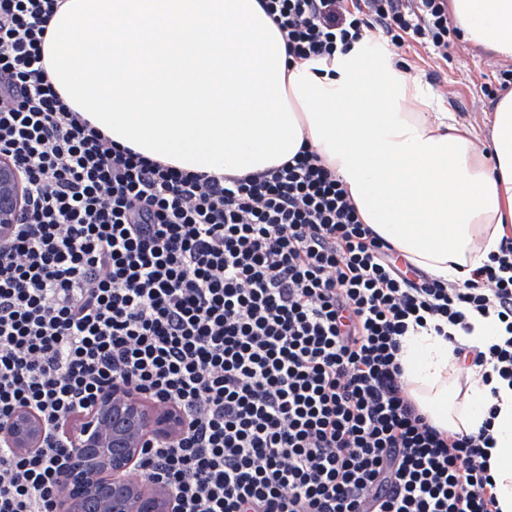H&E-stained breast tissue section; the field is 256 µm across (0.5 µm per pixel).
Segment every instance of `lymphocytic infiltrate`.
<instances>
[{"label": "lymphocytic infiltrate", "instance_id": "lymphocytic-infiltrate-1", "mask_svg": "<svg viewBox=\"0 0 512 512\" xmlns=\"http://www.w3.org/2000/svg\"><path fill=\"white\" fill-rule=\"evenodd\" d=\"M60 0H0V155L29 192L0 240V424L21 407L42 447L0 440V512H55L66 424L125 385L185 429L149 440L134 480L178 512H499L490 437L432 425L401 336H507L477 365L512 383V238L464 283L408 278L310 148L257 173L185 172L117 147L49 80ZM289 62L373 39L401 69L444 59L448 0H260Z\"/></svg>", "mask_w": 512, "mask_h": 512}]
</instances>
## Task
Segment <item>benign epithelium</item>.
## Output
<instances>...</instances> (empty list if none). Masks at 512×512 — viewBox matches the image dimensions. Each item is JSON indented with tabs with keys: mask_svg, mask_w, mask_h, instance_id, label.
I'll return each mask as SVG.
<instances>
[{
	"mask_svg": "<svg viewBox=\"0 0 512 512\" xmlns=\"http://www.w3.org/2000/svg\"><path fill=\"white\" fill-rule=\"evenodd\" d=\"M27 189L15 164L0 156V238L26 205ZM182 429L180 416L162 411L147 399L114 388L101 394L72 431V451L58 512H174V498L160 483L128 477L144 441L169 440ZM0 436L19 453L41 447L43 423L22 407L0 425Z\"/></svg>",
	"mask_w": 512,
	"mask_h": 512,
	"instance_id": "obj_1",
	"label": "benign epithelium"
}]
</instances>
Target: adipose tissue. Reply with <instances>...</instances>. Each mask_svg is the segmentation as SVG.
Here are the masks:
<instances>
[{
	"instance_id": "adipose-tissue-1",
	"label": "adipose tissue",
	"mask_w": 512,
	"mask_h": 512,
	"mask_svg": "<svg viewBox=\"0 0 512 512\" xmlns=\"http://www.w3.org/2000/svg\"><path fill=\"white\" fill-rule=\"evenodd\" d=\"M465 41L512 57V0H449ZM62 99L112 142L184 171L261 172L310 145L363 223L415 265L465 282L512 225V92L479 149L393 60L355 46L287 66L259 0H64L43 44ZM474 319L453 338L401 339L404 377L438 428H488L501 512H512V386L463 378L460 347L494 343Z\"/></svg>"
}]
</instances>
